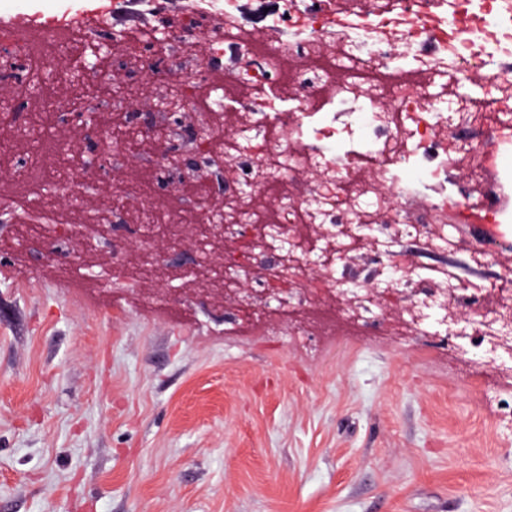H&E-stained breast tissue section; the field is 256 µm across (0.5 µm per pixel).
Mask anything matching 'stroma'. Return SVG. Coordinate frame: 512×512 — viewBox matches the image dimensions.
I'll list each match as a JSON object with an SVG mask.
<instances>
[{
	"instance_id": "obj_1",
	"label": "stroma",
	"mask_w": 512,
	"mask_h": 512,
	"mask_svg": "<svg viewBox=\"0 0 512 512\" xmlns=\"http://www.w3.org/2000/svg\"><path fill=\"white\" fill-rule=\"evenodd\" d=\"M130 67L122 108L101 98L118 126L125 110L149 113L163 80ZM1 99L69 150L34 200L15 168L38 145L0 124V512H512V376L403 327L393 300L373 325L328 305V327L303 343L268 336L236 295L197 293L190 223L177 248L156 241L167 260L143 271V200L188 215L197 191L157 187L144 144L72 204L62 186L88 162L86 130L42 118L15 82L0 80ZM122 187L110 238L69 234L111 215ZM483 245L469 224L443 254L407 240L391 260L368 240L345 273L394 261L447 267L460 284L512 276V247L483 267Z\"/></svg>"
}]
</instances>
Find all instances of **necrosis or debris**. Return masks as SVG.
<instances>
[{"label": "necrosis or debris", "mask_w": 512, "mask_h": 512, "mask_svg": "<svg viewBox=\"0 0 512 512\" xmlns=\"http://www.w3.org/2000/svg\"><path fill=\"white\" fill-rule=\"evenodd\" d=\"M242 10V0H189L178 41L207 27L211 53L191 74L173 71L168 88L209 115L210 138L198 143L224 164V227L252 228L238 264L265 260L266 287L282 289L292 307L322 294L345 319L367 318L380 309V292L401 283L389 276L373 290L340 277L368 234L384 254L434 224L424 240L442 250L450 204L494 219L512 211L503 188L484 179L488 157L512 136V0H278L259 36L243 25ZM461 12L483 22L460 42L450 22ZM221 60L217 90L210 71ZM475 71L490 94L461 95L459 81ZM461 165L473 174L469 184L450 179ZM308 170L320 176L311 187L296 179ZM262 190L276 195L275 211L262 206ZM313 225L322 237L307 234ZM451 298L471 311L476 348L467 358L512 371V290L487 308L479 288H420L407 325L419 335H455L443 310Z\"/></svg>", "instance_id": "obj_1"}]
</instances>
